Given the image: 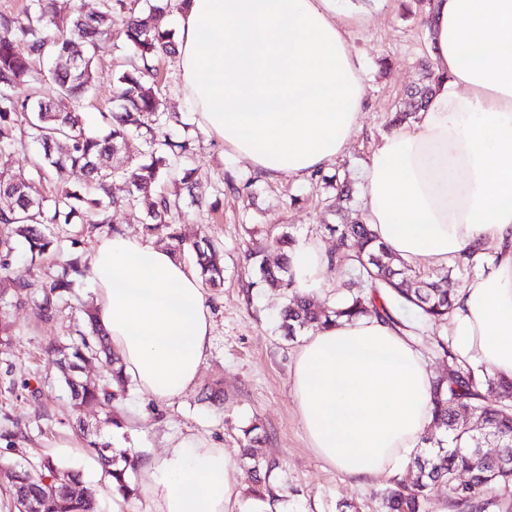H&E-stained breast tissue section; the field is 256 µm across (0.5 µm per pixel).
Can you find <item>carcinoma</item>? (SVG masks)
<instances>
[{"instance_id": "1", "label": "carcinoma", "mask_w": 512, "mask_h": 512, "mask_svg": "<svg viewBox=\"0 0 512 512\" xmlns=\"http://www.w3.org/2000/svg\"><path fill=\"white\" fill-rule=\"evenodd\" d=\"M185 0H149L148 10L138 14L126 11L125 0H101L98 11L83 15L64 0H28L20 16L0 15V152L17 143L25 134L43 143L44 153L37 165L38 178L53 176L62 181L64 174L79 168L87 174L82 190L61 186L46 211L35 181L0 174V197L9 205L0 208V265L6 266L13 246L11 235L24 238L31 256L43 257L56 251L49 224H69L77 218L92 227L112 222V181L128 184L129 196H148L160 184L177 182L180 167L189 158L187 140H176L161 131L166 123L161 102L147 86L155 76V60L175 53L174 32L168 27L173 9H183ZM121 23L126 45L133 52L131 68L118 76L115 101L117 109L102 114L105 133L91 135L80 125V108L93 84L92 63L98 40ZM50 62L48 83L75 103V109L60 111L50 101L15 96L21 83L34 81L40 72L36 65ZM437 77L429 71L411 93L410 102L395 113L393 122L402 124L420 111L430 98ZM64 140L66 150L51 152V144ZM137 156L133 166L103 168L119 151ZM173 201L158 194L151 203L146 229L152 233L168 226ZM336 250L330 253V268L347 275L348 294L333 307L294 291L288 251L295 244L285 235L280 240L281 261L271 265L252 251L247 261L263 287L280 292L281 328L288 337L299 332L318 330L340 319L369 316L405 330L407 325L393 313L392 304L412 308L436 323L448 324L456 289L448 287V274L431 279L420 277L403 259L396 256L360 220L338 224ZM168 238L178 251L188 250L205 283L212 287L224 280V265L217 247L204 237H189L178 228ZM89 264L80 255L64 261L61 274L50 281L33 280L19 285L37 315L50 319L72 285L71 277L84 276ZM85 329L77 331L67 344L50 350L63 371L75 405L99 403L110 406L126 393L129 381L122 375L120 359L112 351L107 333L98 325L92 311L86 312ZM434 351L448 359V375L432 382L433 409L431 429L422 437V447L414 454L409 469L410 482L394 480L382 497L384 512H425L430 495L445 486L452 505L470 508L497 486H512V379L499 377L485 366L459 361L447 340L436 337ZM101 356L107 364L105 382L85 385L79 380L82 364L89 357ZM493 388L497 399L486 400L483 387ZM258 426L244 430L252 447L244 457L252 462L257 488L254 494L272 493L266 484L279 463L254 449L260 439L251 436ZM490 440L497 456L476 453L477 440ZM107 479L119 480V491L126 499L135 494L132 481L124 474L134 468L125 454L93 447ZM125 466L116 471L118 460ZM80 474L50 458L36 464H16L9 470V496L13 504L35 500L41 512H100L97 491L84 487L76 491Z\"/></svg>"}]
</instances>
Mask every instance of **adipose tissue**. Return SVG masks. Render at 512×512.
Here are the masks:
<instances>
[{
  "label": "adipose tissue",
  "instance_id": "obj_1",
  "mask_svg": "<svg viewBox=\"0 0 512 512\" xmlns=\"http://www.w3.org/2000/svg\"><path fill=\"white\" fill-rule=\"evenodd\" d=\"M439 76L416 118L381 138L364 166L363 221L408 262L472 253L450 331L460 359L512 378V0H431ZM176 53L203 127L267 175L326 169L359 127L365 84L335 0H189ZM295 288L316 295L327 254L289 251ZM95 316L123 373L154 400L193 387L213 318L196 275L170 250L115 232L90 261ZM430 371L380 320H339L304 337L291 388L309 448L359 479L409 462L432 420ZM143 512H288L244 493L224 449L187 436L137 460Z\"/></svg>",
  "mask_w": 512,
  "mask_h": 512
}]
</instances>
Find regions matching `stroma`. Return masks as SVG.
I'll return each mask as SVG.
<instances>
[{"label":"stroma","mask_w":512,"mask_h":512,"mask_svg":"<svg viewBox=\"0 0 512 512\" xmlns=\"http://www.w3.org/2000/svg\"><path fill=\"white\" fill-rule=\"evenodd\" d=\"M351 51L365 71L367 104L360 127L353 134L336 169L347 173L354 190L353 215L362 210L363 168L374 147L391 131V114L408 86L416 82L429 55V37L418 0H338ZM131 53L120 33L99 41L94 67L95 87L82 111L85 130L103 131L101 111L112 108L113 86L126 69ZM160 97L170 115L168 132L189 139L193 153L185 166L190 193L182 194L171 221L181 227L200 224L219 244L224 255V285L207 289L213 315V340L193 389L171 403L152 400L129 389L119 410L124 423L116 429L105 422L101 406L75 409L64 379L47 351L66 343L83 311L93 300L88 278L76 279L57 317L40 318L18 283L50 279L58 269L51 258L31 257L22 238H14L8 267L0 268V512H14L6 495L7 468L25 461L52 457L80 470L86 485L100 489L103 502H111L107 484L89 444L136 448L151 455L188 435L209 439L224 448L245 490L254 487L249 461L243 459V432L260 425L262 453L275 458L271 488L282 494L288 512H339L341 503L354 504L357 512H382L381 494L393 477L383 474L367 481L348 477L331 468L309 448L291 392V374L298 340L279 329L281 295L255 284L245 263L247 249L262 251L276 260L282 233L295 239L318 240L326 251L336 248L330 225L338 218L327 208L332 188L280 175L255 176L244 161L234 158L222 139L206 132L185 98L176 58L159 63ZM256 177L251 198L226 192L227 179ZM219 199L215 212L199 214L192 197ZM149 200L119 207L111 225L93 230L84 224H58L54 232L61 254L91 257L96 240L111 229L145 235ZM224 392V403L203 400L207 387Z\"/></svg>","instance_id":"obj_1"}]
</instances>
